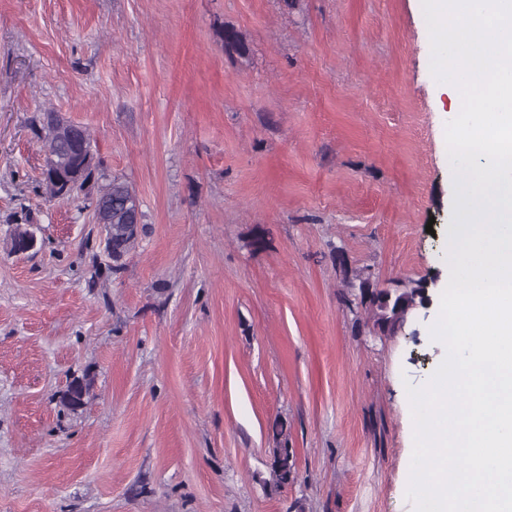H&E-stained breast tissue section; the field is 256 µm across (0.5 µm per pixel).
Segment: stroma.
I'll list each match as a JSON object with an SVG mask.
<instances>
[{
    "label": "stroma",
    "instance_id": "1",
    "mask_svg": "<svg viewBox=\"0 0 512 512\" xmlns=\"http://www.w3.org/2000/svg\"><path fill=\"white\" fill-rule=\"evenodd\" d=\"M430 59L419 0H0V512H415L398 394L442 362L439 309L374 335L345 273L449 274ZM46 109L138 195L119 274L91 208L36 191ZM90 382L85 378H74L67 389L62 393L61 402L71 411H77L85 403V398L89 394ZM276 447L273 448L270 465L271 476L276 487L288 486L296 478V463L292 448H288V426L283 420H278L272 428Z\"/></svg>",
    "mask_w": 512,
    "mask_h": 512
}]
</instances>
